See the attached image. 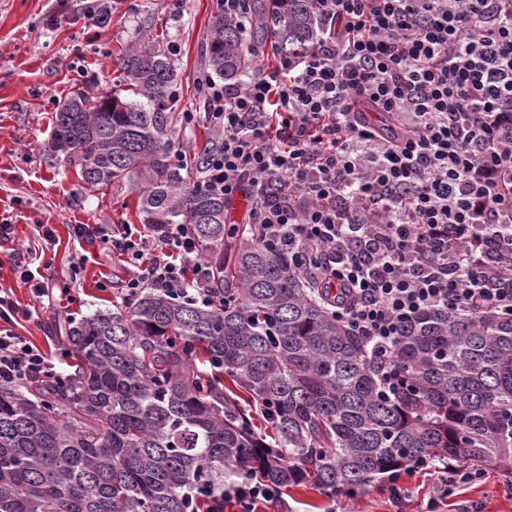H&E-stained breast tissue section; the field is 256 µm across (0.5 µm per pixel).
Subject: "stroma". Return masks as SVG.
<instances>
[{"label":"stroma","mask_w":512,"mask_h":512,"mask_svg":"<svg viewBox=\"0 0 512 512\" xmlns=\"http://www.w3.org/2000/svg\"><path fill=\"white\" fill-rule=\"evenodd\" d=\"M218 6L219 0H112L109 21L97 29L86 25L81 0H0V224L13 227L11 241L0 243V291L31 310L17 331L50 355H60L71 318L122 306L123 284L133 273L112 244L76 239L72 225L143 227L134 186L87 188L65 156L49 150L57 107L94 87L122 88L120 57L147 46L171 63L177 94L167 103V133L176 150L193 157L215 137L196 79ZM40 224L54 229L52 245L40 239ZM13 252L43 266L47 296L34 297L14 273ZM482 471L448 497L440 496L435 474L410 469L333 499L301 484L282 489L265 512H460L465 502L481 512H512L504 474L489 465ZM398 487L403 496H395Z\"/></svg>","instance_id":"35a3bbf8"}]
</instances>
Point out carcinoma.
Masks as SVG:
<instances>
[{"label":"carcinoma","instance_id":"obj_1","mask_svg":"<svg viewBox=\"0 0 512 512\" xmlns=\"http://www.w3.org/2000/svg\"><path fill=\"white\" fill-rule=\"evenodd\" d=\"M249 25L212 17L206 69L238 81L248 46L298 56L321 29L316 0H245ZM126 91L80 93L50 150L90 188L133 183L143 223L188 224L209 272L206 306L153 288L71 322L60 380L0 386V512H199L243 479L352 494L445 458L512 475V316L439 307L408 321L381 388L372 345L328 311L275 241L228 256L229 204L196 181L167 137L166 57L135 47ZM229 380L233 388L224 385ZM267 414L259 434L251 409Z\"/></svg>","mask_w":512,"mask_h":512}]
</instances>
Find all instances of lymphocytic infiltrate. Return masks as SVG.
Instances as JSON below:
<instances>
[{"instance_id": "f902f5d3", "label": "lymphocytic infiltrate", "mask_w": 512, "mask_h": 512, "mask_svg": "<svg viewBox=\"0 0 512 512\" xmlns=\"http://www.w3.org/2000/svg\"><path fill=\"white\" fill-rule=\"evenodd\" d=\"M322 36L306 54L235 85L198 79L219 136L204 184L253 198L260 240L299 254L324 300L385 363L403 324L452 306L512 315V0H319ZM410 114L409 127L374 115ZM127 255L129 293L163 288L202 304L189 225L161 237L76 224ZM30 310L0 294V382L64 373L17 325ZM277 489L211 494L257 512Z\"/></svg>"}]
</instances>
